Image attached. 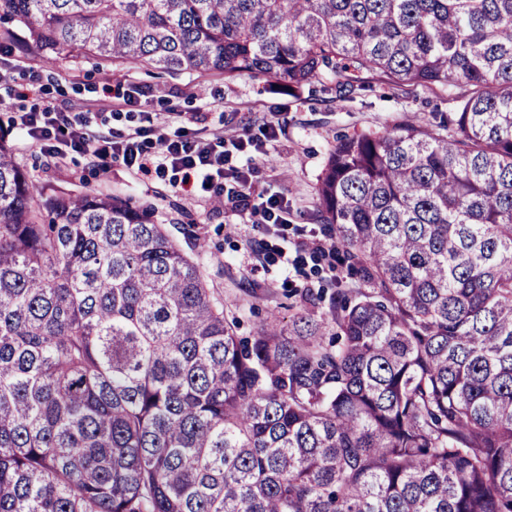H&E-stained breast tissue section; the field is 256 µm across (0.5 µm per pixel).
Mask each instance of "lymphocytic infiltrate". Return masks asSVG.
Segmentation results:
<instances>
[{
	"label": "lymphocytic infiltrate",
	"instance_id": "f902f5d3",
	"mask_svg": "<svg viewBox=\"0 0 512 512\" xmlns=\"http://www.w3.org/2000/svg\"><path fill=\"white\" fill-rule=\"evenodd\" d=\"M108 121L105 112L92 121L83 113L59 112L45 104L17 113L13 128L58 160L69 153L82 152L99 159L107 168L118 163L147 174L175 173L172 186L176 192L210 200L227 197L241 214L264 224L269 235L287 240V198L272 194L254 201V169L244 170L232 164L234 156L254 147L253 138L202 133L197 128L200 118L195 114L180 116L173 125L149 114L144 125L130 129L119 139L104 133Z\"/></svg>",
	"mask_w": 512,
	"mask_h": 512
}]
</instances>
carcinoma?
Listing matches in <instances>:
<instances>
[{"mask_svg": "<svg viewBox=\"0 0 512 512\" xmlns=\"http://www.w3.org/2000/svg\"><path fill=\"white\" fill-rule=\"evenodd\" d=\"M48 63L442 86L316 187L357 288L236 334L126 199L0 135V512H512V0H0ZM27 33L15 39L14 29Z\"/></svg>", "mask_w": 512, "mask_h": 512, "instance_id": "1", "label": "carcinoma"}]
</instances>
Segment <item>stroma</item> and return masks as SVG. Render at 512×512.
Wrapping results in <instances>:
<instances>
[{
  "label": "stroma",
  "mask_w": 512,
  "mask_h": 512,
  "mask_svg": "<svg viewBox=\"0 0 512 512\" xmlns=\"http://www.w3.org/2000/svg\"><path fill=\"white\" fill-rule=\"evenodd\" d=\"M0 67L12 74L0 84V96L12 99L19 111L49 103L64 112H97L137 88L147 95L146 111L196 112L203 124L228 135L258 137L265 125H279L277 138L264 145L268 161L258 166L257 182L267 192L286 195L293 224L315 236L321 231L315 187L340 137L379 131L410 115L427 118L453 106L444 87L419 86L403 93L379 83L373 91L345 100L337 97L334 84L324 80L288 94L273 90L262 78L170 75L135 64L105 72L91 61L48 64L33 50L25 56H0ZM11 126L10 113L0 112V127L9 131L14 162L39 184L114 195L151 208L156 222L198 259L214 298L227 303L228 318L239 321V335H250L257 325L274 318L288 322L294 303L289 289L317 288L332 280L345 287L351 284L346 268L316 270L312 260H298L296 249L280 259L276 251L281 240L264 238L260 227L241 223L230 207L217 210L205 200L178 195L169 178L121 165L104 172L83 154L56 162L13 133ZM263 238L269 249L259 255L251 245Z\"/></svg>",
  "instance_id": "1"
}]
</instances>
